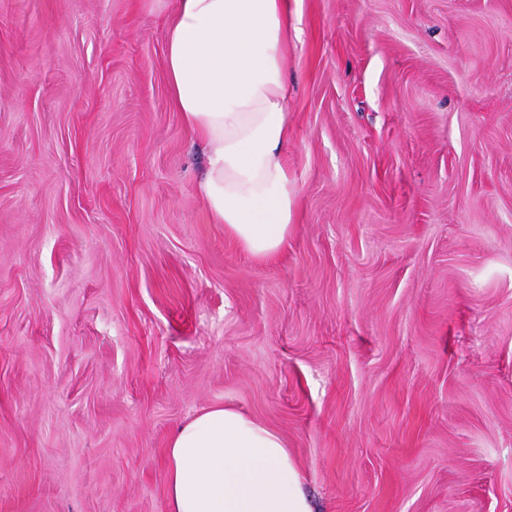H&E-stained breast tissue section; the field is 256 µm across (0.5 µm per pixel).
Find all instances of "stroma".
I'll return each instance as SVG.
<instances>
[{"mask_svg": "<svg viewBox=\"0 0 512 512\" xmlns=\"http://www.w3.org/2000/svg\"><path fill=\"white\" fill-rule=\"evenodd\" d=\"M176 0H0V512H168L231 405L315 512H512V0H300L294 225L198 192Z\"/></svg>", "mask_w": 512, "mask_h": 512, "instance_id": "obj_1", "label": "stroma"}]
</instances>
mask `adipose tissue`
Returning <instances> with one entry per match:
<instances>
[{
	"label": "adipose tissue",
	"instance_id": "1",
	"mask_svg": "<svg viewBox=\"0 0 512 512\" xmlns=\"http://www.w3.org/2000/svg\"><path fill=\"white\" fill-rule=\"evenodd\" d=\"M299 22L297 0H177L166 24L171 100L206 153L198 191L258 259L278 253L293 222L283 61ZM167 498L169 512H312L282 434L225 405L171 438Z\"/></svg>",
	"mask_w": 512,
	"mask_h": 512
}]
</instances>
